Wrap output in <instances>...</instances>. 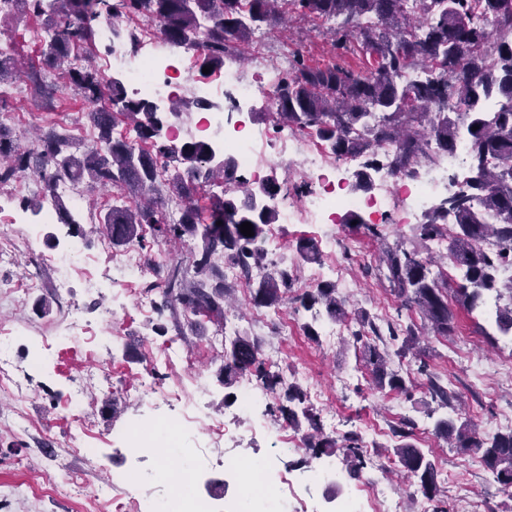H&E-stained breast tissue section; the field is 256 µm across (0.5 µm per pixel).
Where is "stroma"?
<instances>
[{
    "mask_svg": "<svg viewBox=\"0 0 512 512\" xmlns=\"http://www.w3.org/2000/svg\"><path fill=\"white\" fill-rule=\"evenodd\" d=\"M39 23V18L18 12L0 15V40L12 46L19 63L35 72L44 68L42 44L30 36L31 27ZM329 28V22L317 18L281 28V42L266 51L265 70L274 74L283 68L282 48L292 43L301 45L310 65L327 66ZM7 89L0 100L9 116L6 126L20 149L29 148L35 128L57 123L72 130L77 148L87 147L96 138L87 118L95 105L72 88L57 87L46 97L30 94L16 82ZM85 192L86 207L75 216L87 236L83 269L74 272L69 288L61 291L49 259L72 242L69 226L42 223L37 204L44 199V190L22 196L14 183L0 186V235L13 240L11 253L0 259V336L14 339V360L8 368L11 381L0 384V512H131L126 499H115L111 484L129 469L128 460L116 449L118 434L129 424L152 420L148 398L138 393L146 374L168 386L187 380L192 371L204 375L202 400L208 416L198 423V431L234 416L232 397L237 388L225 385L220 372L224 348L213 342L221 335V327L202 315L190 323L154 309L141 310L135 299L138 284L113 285V266L125 250L112 247L102 237L97 217L112 205L116 194L90 186ZM361 221L377 226L381 238L351 229L347 213H340L332 226L336 252L320 259L322 267H338L334 280L350 301L352 317L341 325L336 338L308 335L304 315L288 305L267 322H259L257 307L246 305L239 289L233 292L235 304L228 309V319L263 350L277 351L276 370L282 376L305 389L318 390L320 400L312 409L320 415L325 432L337 438L357 432L373 447L375 459L387 462L384 477L396 512H433L434 508L392 463L395 433L409 420L415 423L417 447L433 451L448 512H512V488L491 482L477 455L450 447L436 435L435 420L429 415L434 404L427 390L428 375L440 377L458 394L460 413L478 433L491 435L512 428V338L483 336L484 315L463 312L458 313L450 335L428 334L419 314L401 310L388 285L368 276L366 269L377 264L384 244L400 241L407 249L431 255L435 270L447 274L449 282L457 281V271L435 244L420 240L416 225L367 213ZM32 225L38 233L31 239L27 229ZM190 249L187 243L155 242L144 254V281L162 282L167 268L189 259ZM33 272L42 286L30 291L26 279ZM90 277L103 286L94 302L85 293ZM73 306L88 328L86 336L76 341L58 335ZM106 308L117 313L109 324L102 318ZM364 312L411 326L415 335L423 337L422 348L410 349L392 363L408 380L407 392L370 387L357 365L349 342L358 327L356 316ZM285 318L290 319V328H283ZM109 327L122 332L120 342L101 343ZM170 345L187 354V362L167 367L148 363V351ZM78 388L83 391L89 442L95 449L91 455L81 448L65 410Z\"/></svg>",
    "mask_w": 512,
    "mask_h": 512,
    "instance_id": "35a3bbf8",
    "label": "stroma"
}]
</instances>
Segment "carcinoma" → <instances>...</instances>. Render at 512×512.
Segmentation results:
<instances>
[{"label": "carcinoma", "instance_id": "obj_1", "mask_svg": "<svg viewBox=\"0 0 512 512\" xmlns=\"http://www.w3.org/2000/svg\"><path fill=\"white\" fill-rule=\"evenodd\" d=\"M11 8L46 16L52 32L43 52L45 72L31 76L34 88L62 84L93 103L107 101L119 107L143 146L135 150L113 136L114 113L106 107L88 113L98 145L81 152L62 126L39 134L32 147L22 151L0 125V184L30 171L48 187L72 179L137 197L135 205H114L99 216L114 248L134 241L146 246L147 227L175 243L196 242L192 260L170 266L160 291L159 309L171 317L205 313L224 321L231 290L224 279L226 262L238 265L245 276L253 265L269 268L251 289L249 303L274 311L288 303L293 275L268 260L267 227L277 213L255 209V191L237 178L233 156L214 169L209 166L212 151L207 143L165 144L160 141L164 125L182 113L175 110L162 116L148 102L128 97L121 80L106 78L91 64H72V47L94 45L105 16L125 22L113 28L112 36L127 39L133 50L139 40L129 25L145 17L158 21L167 42L192 51L205 46L206 52L197 56L199 68L213 71L223 68L229 56L242 59V46L263 26L307 17L331 22L332 47L343 55L355 43L373 59V67H311L303 51L295 50L275 82L277 125L315 133L338 159L366 158L356 175L357 188L364 191L371 186L383 144L395 147L391 171L412 176L431 160L429 144L444 153L451 151L459 127L465 126L470 151L466 187L420 225L422 239L445 241L447 257L463 277L448 288L442 274L431 275V257L399 244L383 252L378 276L390 283L402 306L416 309L438 336L453 329L448 291L470 315L480 310L490 291L504 287L512 299V279L503 285L498 281L500 268L512 263V0H11ZM491 98L498 100L499 108L486 112L482 101ZM162 159L177 162L164 180L157 177ZM220 175L232 187L224 197L200 207L194 200L197 188ZM171 195L185 202L176 222L162 211ZM244 222L252 224L253 236L241 233ZM490 239L499 244L498 252L484 250ZM295 250L304 263L315 262L320 255L311 240L299 241ZM294 302L307 311L319 306L334 322L349 318V300L334 284L307 290ZM495 326L504 335L512 334V302L496 308ZM387 332L383 337L381 328L363 314L360 329L353 332L356 358L375 388L403 391L406 380L391 369L393 356L403 350L392 352L385 344L387 339L398 340L397 327L389 323ZM222 358L224 384L244 376L255 378L274 395L273 413L294 427H306L310 455L338 454L350 474L359 472L365 448L359 436L339 441L326 435L320 417L305 406L302 386L268 369L258 342L238 335L224 348ZM428 392L438 407L451 409L436 421L438 435L451 446L478 455L493 480L511 488L512 430L483 436L453 405L456 392L434 376L428 379ZM398 435L401 443L391 454L399 472L434 499L439 492L436 464L410 442L411 430L402 429Z\"/></svg>", "mask_w": 512, "mask_h": 512}]
</instances>
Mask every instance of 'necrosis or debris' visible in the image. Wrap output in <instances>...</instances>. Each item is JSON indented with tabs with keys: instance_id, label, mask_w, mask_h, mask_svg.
Here are the masks:
<instances>
[{
	"instance_id": "4bbe7bcc",
	"label": "necrosis or debris",
	"mask_w": 512,
	"mask_h": 512,
	"mask_svg": "<svg viewBox=\"0 0 512 512\" xmlns=\"http://www.w3.org/2000/svg\"><path fill=\"white\" fill-rule=\"evenodd\" d=\"M138 28L142 54L132 57L121 49H113L108 70L125 76L134 95L153 107L163 108L178 98L187 67L177 54L166 57L154 54V45L163 39L155 21L140 20ZM227 87L235 89L238 106L247 109L269 93L268 85L261 79L245 77L238 60H225L220 76L196 89L207 115L191 125L190 131L212 148L233 154L240 167L252 171L254 180H262L266 168L264 149L270 138L267 133L243 123L226 128L223 112L213 106L211 99ZM382 152L384 157L378 162L369 191L362 196L342 195L336 191V166L329 160L324 146L314 144L307 135L281 136L278 165L300 168L319 185L318 190L306 193L299 204L280 206L282 223L305 222L327 227L335 223L338 210L348 209L380 215L395 211L399 214V223L404 224L408 221V212L397 209L398 199L408 200L415 208L424 207L441 182L466 174L469 163V144L464 139L459 140L454 151L444 155L440 163L421 166L415 175L406 177L392 174L385 160L390 147H383ZM270 398V393L261 390L253 380L242 379L235 416L247 421L249 427L262 429L269 438L270 448L266 454L246 460L225 455L224 484L231 492L224 497V512H256L255 506L259 503L264 504V512H391L392 504L383 489L351 490L339 498H330L328 485L342 479L335 456L323 455L311 460L292 480L277 471L275 459L296 444L297 437L288 427L266 419L263 404ZM158 423L167 432L165 439H157L152 428L132 424L119 434L122 451L136 457L162 446L175 450L186 438L198 436L193 425L171 421L165 415L160 416ZM180 460L186 465L185 485L171 487L165 470L156 471L159 492L148 499L142 512H212L213 502L193 496L189 488L209 461L206 449H199L193 456L181 455ZM287 481L294 482L296 494L275 493V486Z\"/></svg>"
}]
</instances>
